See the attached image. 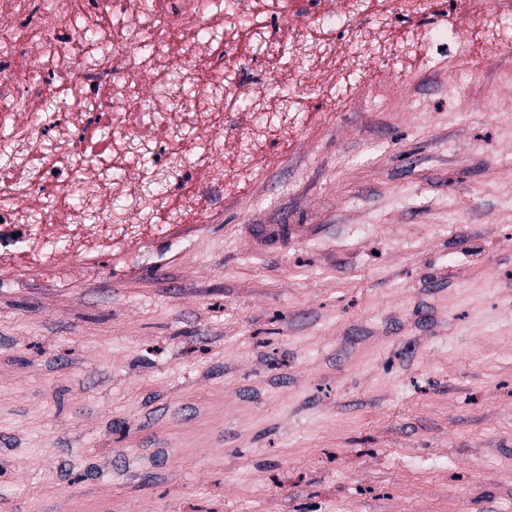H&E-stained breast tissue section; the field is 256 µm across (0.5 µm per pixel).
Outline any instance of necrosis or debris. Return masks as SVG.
Here are the masks:
<instances>
[{
	"label": "necrosis or debris",
	"mask_w": 512,
	"mask_h": 512,
	"mask_svg": "<svg viewBox=\"0 0 512 512\" xmlns=\"http://www.w3.org/2000/svg\"><path fill=\"white\" fill-rule=\"evenodd\" d=\"M320 3L282 4L299 22L293 72L332 66L337 85L348 95H361L349 75L366 57L347 59L338 36L302 22L308 6ZM215 6L216 0H157L156 15L174 41L165 53H139L137 66L129 67L124 59L130 34L147 23L137 0H0V117L11 121L0 144L15 154L11 165L0 169V194L16 200L0 208L1 265L44 257L48 239L79 255L145 243L164 204L152 187L167 184L171 172L141 159L167 144L177 154L196 148L172 219L185 224L202 218L197 186L213 177L215 167L213 154L197 140L222 133L227 106L242 95L233 62L240 52L258 50L277 61L287 47L282 39L269 43L263 26L240 29L237 14H221ZM373 8L376 21L363 42L402 72L419 56L422 31L397 28L396 22L425 6L422 0H374ZM475 18L480 38L463 46L460 58L512 51V0L491 5L480 0ZM35 53L41 62L32 67L28 60ZM216 54L226 58V66L210 71L195 97H184L170 70L190 75ZM250 108L262 120L248 127L245 145L228 149L231 187L250 180L257 148L292 119L284 98L271 104L255 95ZM78 156L88 157L90 166L76 178L56 180ZM32 202L46 209L44 224H28L26 207ZM88 209L96 224H84Z\"/></svg>",
	"instance_id": "obj_1"
}]
</instances>
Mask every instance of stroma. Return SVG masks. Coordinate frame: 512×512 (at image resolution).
<instances>
[{
	"instance_id": "1",
	"label": "stroma",
	"mask_w": 512,
	"mask_h": 512,
	"mask_svg": "<svg viewBox=\"0 0 512 512\" xmlns=\"http://www.w3.org/2000/svg\"><path fill=\"white\" fill-rule=\"evenodd\" d=\"M457 48L373 107L244 59L247 187L0 264V512H512V56ZM250 108L253 116H264V123H257L254 119L251 125L246 129V140L240 142L237 146L232 144L227 152V163L230 166L229 174L226 173V185L233 187L241 182L249 181L255 160L257 159L256 150L269 137L274 135L277 124L291 125L292 113H288V100L279 99L278 102L269 104L262 95H253L250 99ZM245 147L248 150H244Z\"/></svg>"
}]
</instances>
